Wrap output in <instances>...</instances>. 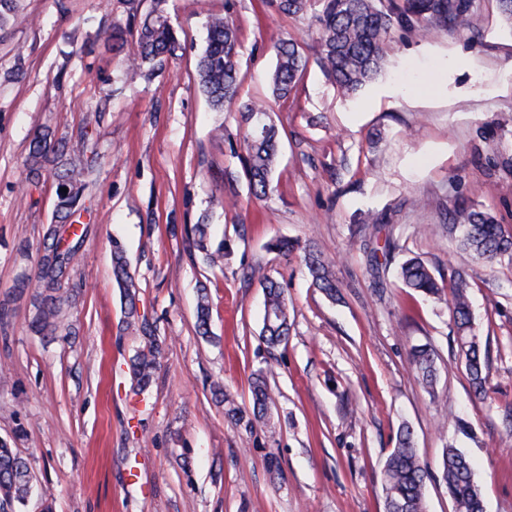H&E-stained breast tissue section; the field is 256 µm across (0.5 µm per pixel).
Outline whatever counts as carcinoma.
Segmentation results:
<instances>
[{
    "label": "carcinoma",
    "mask_w": 512,
    "mask_h": 512,
    "mask_svg": "<svg viewBox=\"0 0 512 512\" xmlns=\"http://www.w3.org/2000/svg\"><path fill=\"white\" fill-rule=\"evenodd\" d=\"M127 7L126 26L114 24L101 30L104 41L121 58L131 78L144 77L176 55L180 47L176 29L164 9L165 0H154V7L139 17L140 0H124ZM320 54L318 67L323 75L346 94L359 91L374 80L384 67V50L391 31L407 27L420 31H459L472 25L474 0H318ZM283 16L298 17L312 7V0H261ZM205 44L196 63V80L201 93L216 112L236 104L246 124L244 135V173L253 196L262 198L272 189L280 133L272 120L267 101L240 100L239 28L226 14L208 16ZM307 60L299 44L282 40L276 48V64L271 75L272 95L286 99L301 80ZM97 154L91 146L88 132L79 139H53L43 133L34 137L29 147L25 181L34 183L42 172H53L57 181L53 219L48 224L39 248L33 301L36 313L31 329L38 335L53 339L65 326L68 310L76 298V290L66 287L71 280L74 263L89 232L88 223L80 222L89 211L85 204L86 177L96 169ZM68 191L63 192L61 188ZM468 228V235L458 238L462 250L478 258L493 260L508 257L512 260V236L488 213L461 208L457 212ZM189 248L200 254L209 267H221L229 258V246L212 241L207 216L190 228ZM269 249L283 256L301 251L312 283L326 294L336 293V283L328 263L309 245L295 240L278 238ZM112 274L126 301V323L139 325L148 339L149 348L131 360L130 370L140 391L151 384L162 342L152 325L140 318L135 302V282L129 272L122 244L112 240ZM399 278L412 292L439 297L444 290L451 292V318L456 329L455 342L464 363L471 386L482 396L489 388L485 355L474 334L468 297V282L462 275L446 285L436 278L432 269L418 255L409 256L401 264ZM265 303L262 337L270 347L288 338L291 326L290 310L280 284L264 282ZM211 308L207 286L200 289L196 307V330L209 334ZM411 363L426 386H432L436 376L435 355L425 345L411 350ZM212 396L224 404L225 416L240 424L251 426L267 416L272 396L261 374L252 381L253 411L246 417L233 396L217 381L211 386ZM431 473L421 461L414 446L413 431L400 426L395 447L388 455L383 471L384 512H425V488ZM438 480L447 490L454 512H484V501L475 481L471 459L453 447L444 449ZM34 481L29 461L0 440V509L22 504Z\"/></svg>",
    "instance_id": "obj_1"
}]
</instances>
